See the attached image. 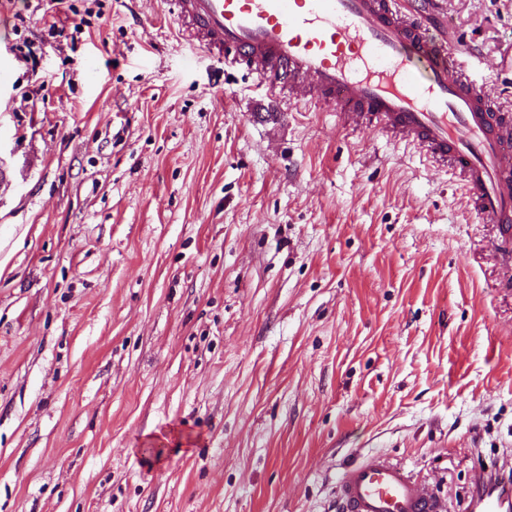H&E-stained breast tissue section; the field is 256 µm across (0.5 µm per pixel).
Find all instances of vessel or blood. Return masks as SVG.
<instances>
[{
    "mask_svg": "<svg viewBox=\"0 0 512 512\" xmlns=\"http://www.w3.org/2000/svg\"><path fill=\"white\" fill-rule=\"evenodd\" d=\"M189 36L252 75L267 95L297 87L345 124L408 135L459 174L477 213L512 240V110L483 92L449 50L434 0H178ZM504 466L474 478L471 512H512ZM342 512H441L419 483L380 454L346 467Z\"/></svg>",
    "mask_w": 512,
    "mask_h": 512,
    "instance_id": "vessel-or-blood-1",
    "label": "vessel or blood"
}]
</instances>
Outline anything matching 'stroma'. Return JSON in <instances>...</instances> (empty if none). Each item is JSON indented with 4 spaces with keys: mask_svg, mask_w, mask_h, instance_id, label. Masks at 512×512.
<instances>
[{
    "mask_svg": "<svg viewBox=\"0 0 512 512\" xmlns=\"http://www.w3.org/2000/svg\"><path fill=\"white\" fill-rule=\"evenodd\" d=\"M439 10L512 103V0ZM296 97L171 0H0V512H336L371 453L467 512L512 457V245Z\"/></svg>",
    "mask_w": 512,
    "mask_h": 512,
    "instance_id": "stroma-1",
    "label": "stroma"
}]
</instances>
